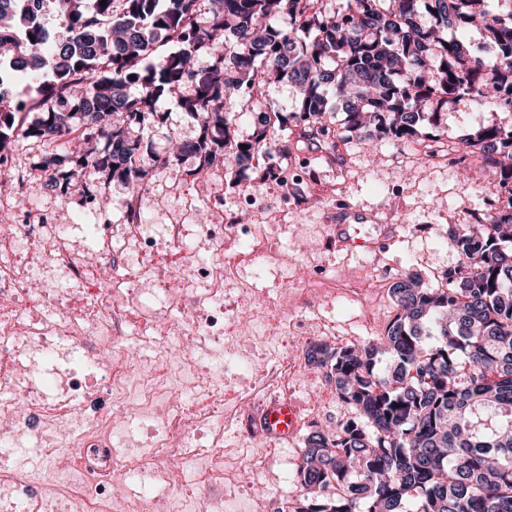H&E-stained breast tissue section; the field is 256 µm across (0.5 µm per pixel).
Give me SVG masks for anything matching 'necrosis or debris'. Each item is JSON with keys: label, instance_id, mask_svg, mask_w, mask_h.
Returning <instances> with one entry per match:
<instances>
[{"label": "necrosis or debris", "instance_id": "4bbe7bcc", "mask_svg": "<svg viewBox=\"0 0 512 512\" xmlns=\"http://www.w3.org/2000/svg\"><path fill=\"white\" fill-rule=\"evenodd\" d=\"M124 235L131 251L106 276L76 258L66 225L48 238L36 224L0 226V512H224V486L239 484L224 467V383L207 362L238 323L224 316V273L202 269L189 315L162 289L171 319L159 327L152 311L118 308L148 257L147 225H125ZM47 239L51 260L87 284L79 312L68 310L63 289L33 287L34 271L17 260ZM154 335L177 348L176 363H131V343ZM89 337L100 349L84 358ZM62 343L76 353L68 388L35 386L37 367L22 363V349L50 357ZM94 390L122 406L146 447L101 439L105 424L84 404ZM203 484L216 490L204 503Z\"/></svg>", "mask_w": 512, "mask_h": 512}]
</instances>
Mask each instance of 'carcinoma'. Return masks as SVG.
I'll return each instance as SVG.
<instances>
[{
	"label": "carcinoma",
	"mask_w": 512,
	"mask_h": 512,
	"mask_svg": "<svg viewBox=\"0 0 512 512\" xmlns=\"http://www.w3.org/2000/svg\"><path fill=\"white\" fill-rule=\"evenodd\" d=\"M0 0V163L19 138L49 140L84 129L101 148L47 155L41 170L66 193L93 170L135 188L157 161L131 127L178 103L201 120L182 154L242 169L270 154L288 120L351 136L418 140L425 124L460 103L512 115V0ZM53 6L59 29L47 26ZM478 30L495 54L479 58ZM178 50L147 61L152 49ZM208 57L203 69L187 65ZM14 63L39 117L14 101ZM297 87L286 117L267 102L281 81ZM342 105L327 118L328 90ZM256 114L246 139L236 116ZM469 155L512 186V124L478 130ZM512 201L482 228L456 224L459 266L424 288L404 273L391 288L396 314L384 335L310 345L338 399L356 410L334 432H314L297 476L304 493L286 512H512Z\"/></svg>",
	"instance_id": "carcinoma-1"
}]
</instances>
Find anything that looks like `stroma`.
<instances>
[{
    "instance_id": "35a3bbf8",
    "label": "stroma",
    "mask_w": 512,
    "mask_h": 512,
    "mask_svg": "<svg viewBox=\"0 0 512 512\" xmlns=\"http://www.w3.org/2000/svg\"><path fill=\"white\" fill-rule=\"evenodd\" d=\"M502 119V113L464 104L444 115V127L434 131L429 153L414 152L407 142L348 138L331 161L290 139L284 151L252 162L236 174L220 165L199 171L197 159L187 155L176 166L155 163L138 189L94 174L86 186L65 194L49 188L48 177L39 168L45 145L20 140L13 157L26 181L18 189L0 187V225L13 223L21 212L33 220L49 217L52 223L70 225L77 258L106 265L110 258L100 252L87 227L108 224L113 238H120L127 206L135 204L142 223L151 227L154 260L138 290L123 296V304L150 302L161 281L188 299L198 286L189 263L209 264L241 252L233 226L241 221V193H253L250 216L262 227V240L278 248V262L263 268L245 262L228 271L224 304L242 316L243 324L224 341L245 351L259 350L269 366L289 359L294 373L286 398L300 419L294 435L267 456L257 428L267 398L261 395L242 403L239 423L224 430V464L240 468L244 484L265 495L267 512H280L302 493L296 470L307 436L336 429L350 415L334 397L328 403L317 401L318 391L333 396L335 388L323 371L306 364L309 345L381 335L395 314L390 288L397 275L412 274L432 288L457 266L458 257L448 246L449 228L476 223L500 194L497 177L464 155L461 138ZM199 132L198 121L172 98L161 102L158 118L140 135L153 141L162 154L169 139L191 141ZM436 150L455 151L462 158L449 166L433 158ZM302 154L310 160L307 174L281 183L278 171L295 167ZM89 192L97 194L101 204L93 213L85 201ZM207 223L225 225L223 237H207L203 230ZM171 224L180 225L179 237L168 232ZM386 224L395 225L394 236L383 237ZM341 238L346 241L342 247L337 244ZM301 264L315 272L311 286L282 284V274ZM283 291L288 294L283 314L297 316L301 325L270 340L262 329L268 310L265 300ZM254 457L265 458L264 469H246L247 460Z\"/></svg>"
}]
</instances>
